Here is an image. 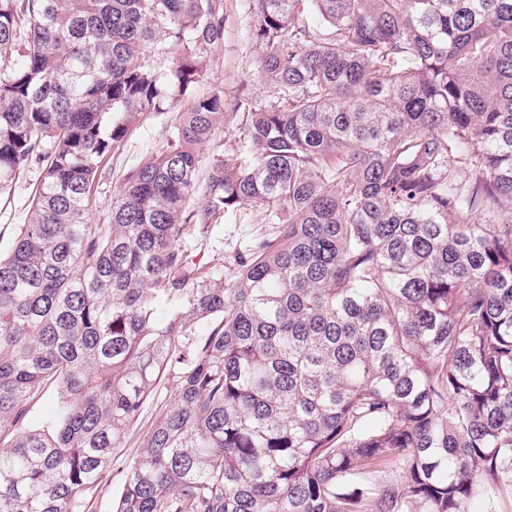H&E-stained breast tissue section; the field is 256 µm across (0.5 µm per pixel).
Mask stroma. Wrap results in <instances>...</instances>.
I'll use <instances>...</instances> for the list:
<instances>
[{"instance_id": "obj_1", "label": "stroma", "mask_w": 512, "mask_h": 512, "mask_svg": "<svg viewBox=\"0 0 512 512\" xmlns=\"http://www.w3.org/2000/svg\"><path fill=\"white\" fill-rule=\"evenodd\" d=\"M224 5V39L208 49L203 73L189 95L175 98L167 114L141 115L113 152L106 173L90 195L92 223L99 224L106 219L120 183L164 145L173 113L183 111L192 99L220 94L224 97L225 111L231 112L240 92L266 97V86L258 72V50L250 38L252 0H225ZM41 177V166L31 165L20 175L10 193L0 196V252H7L20 224L26 222ZM266 230V225L256 219L242 223L226 221L206 228L191 225L185 230L184 242L190 249L194 267L207 271L210 279L228 283L237 269L239 251ZM177 394L176 375L167 372L143 405L124 443L116 450L112 471L101 485L103 504H110L118 495L123 473L139 456L146 432L164 409L174 403Z\"/></svg>"}]
</instances>
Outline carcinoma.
<instances>
[{
  "mask_svg": "<svg viewBox=\"0 0 512 512\" xmlns=\"http://www.w3.org/2000/svg\"><path fill=\"white\" fill-rule=\"evenodd\" d=\"M252 2L266 98L192 100L92 224L112 151L196 83L224 0H0V195L43 166L0 253V512H97L173 366L109 512H468L512 475V0ZM238 117L248 157L213 159L189 206ZM254 211L279 230L208 282L185 227ZM239 132L236 129V122L229 123L226 126L221 123L216 127L212 139L209 143L205 144L200 148V180L201 185L198 194L195 196L191 203H197L201 201L203 194V183L205 172L210 162L219 157H223L224 161L229 164L237 162L239 158L240 150L239 146ZM173 371H168L161 382L142 407L141 413L125 438L117 448L112 471L104 478L102 488V506L100 511H108L112 497L121 490L124 471L136 460L142 450L146 432L158 419L165 408L171 406L178 394L177 378Z\"/></svg>",
  "mask_w": 512,
  "mask_h": 512,
  "instance_id": "carcinoma-1",
  "label": "carcinoma"
}]
</instances>
